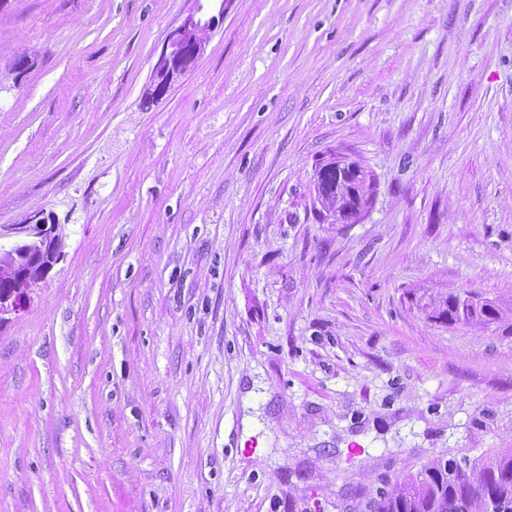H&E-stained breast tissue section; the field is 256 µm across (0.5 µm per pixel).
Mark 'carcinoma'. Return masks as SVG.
Returning <instances> with one entry per match:
<instances>
[{
  "instance_id": "1",
  "label": "carcinoma",
  "mask_w": 512,
  "mask_h": 512,
  "mask_svg": "<svg viewBox=\"0 0 512 512\" xmlns=\"http://www.w3.org/2000/svg\"><path fill=\"white\" fill-rule=\"evenodd\" d=\"M429 307L430 318L445 325H495L512 335V320L504 319L495 301L465 310L459 297L446 295ZM369 512H512V448L469 468L438 458L370 501Z\"/></svg>"
}]
</instances>
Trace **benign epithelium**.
Here are the masks:
<instances>
[{
  "instance_id": "obj_1",
  "label": "benign epithelium",
  "mask_w": 512,
  "mask_h": 512,
  "mask_svg": "<svg viewBox=\"0 0 512 512\" xmlns=\"http://www.w3.org/2000/svg\"><path fill=\"white\" fill-rule=\"evenodd\" d=\"M194 7L182 24L169 36L153 80L146 93L158 98L160 86L189 69L203 52L207 34L224 22V0H193ZM320 203L327 204L326 215L332 223L352 224L358 214L329 205L322 187H317ZM19 237L8 250H0V323L3 315L16 306L24 290L42 280L62 256L63 241L58 225L50 224L42 214L29 216L17 227Z\"/></svg>"
}]
</instances>
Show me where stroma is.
Masks as SVG:
<instances>
[{
    "mask_svg": "<svg viewBox=\"0 0 512 512\" xmlns=\"http://www.w3.org/2000/svg\"><path fill=\"white\" fill-rule=\"evenodd\" d=\"M191 7L0 0V248L63 240L0 323V512H368L512 448V335L426 309L512 316V0H225L144 104ZM193 9L169 36L153 80L146 93L158 98V90L185 72L203 52L207 34L224 22L225 0H191ZM469 301H461L456 295L439 297L429 304L431 308L429 317L433 320L451 326L459 322L462 324L497 325L507 335H512V319L506 321L501 308L496 301L485 299L476 302V306L468 311L463 304ZM462 308V310H461Z\"/></svg>",
    "mask_w": 512,
    "mask_h": 512,
    "instance_id": "1",
    "label": "stroma"
}]
</instances>
